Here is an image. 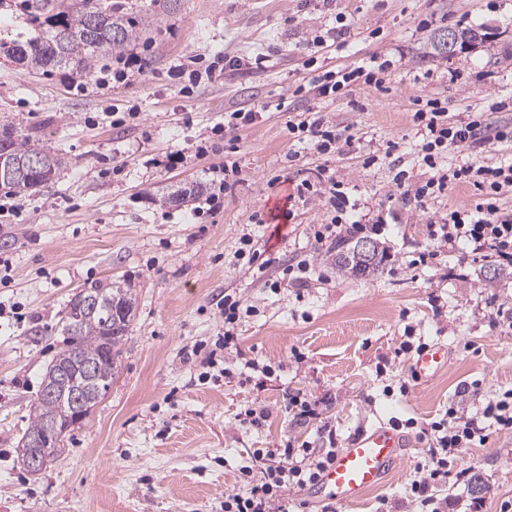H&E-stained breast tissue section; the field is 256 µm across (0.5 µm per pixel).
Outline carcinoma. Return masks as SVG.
I'll return each mask as SVG.
<instances>
[{"label": "carcinoma", "mask_w": 512, "mask_h": 512, "mask_svg": "<svg viewBox=\"0 0 512 512\" xmlns=\"http://www.w3.org/2000/svg\"><path fill=\"white\" fill-rule=\"evenodd\" d=\"M29 17L38 24L35 35L25 40L0 41V54L24 70L49 72L55 68H73L84 72L104 57L118 54L140 40L149 27L148 17L128 13L120 3L100 0H21ZM460 49L479 44L484 36L480 27L458 28ZM23 160L36 158L41 166L35 172L22 171L0 187L25 196L41 191L65 170L62 157L44 149L29 137H18L10 128L0 130V153ZM358 244H336V268L355 278L369 276L383 261L375 247L373 262L358 257ZM99 300V309L84 311L70 300L62 321L64 347L42 376L40 391L30 407L28 425L21 437L18 453L26 458L32 442L43 438L50 426L69 408L72 395L86 394L90 403L85 415L100 402L118 369L123 342L136 310V299L127 288L95 285L83 289ZM112 307V326H107L103 308Z\"/></svg>", "instance_id": "1"}]
</instances>
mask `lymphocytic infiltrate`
<instances>
[{
  "label": "lymphocytic infiltrate",
  "instance_id": "obj_1",
  "mask_svg": "<svg viewBox=\"0 0 512 512\" xmlns=\"http://www.w3.org/2000/svg\"><path fill=\"white\" fill-rule=\"evenodd\" d=\"M385 72V64L362 59L350 67L312 75L306 84L296 87L295 93L314 101H333L348 96L356 85L382 87ZM413 122L423 134L421 161L431 175L423 181L411 180L402 158H393L390 165L394 170V193L423 203L444 195L449 186H473L478 192L477 200L431 222L430 236L443 246H466L470 257L476 259L492 252L500 266L512 267V213L503 211L497 203L501 190L512 186V166L447 163L455 150L512 142V124H491L481 112L449 119L448 108L438 97L417 100ZM288 132L327 157L343 153L355 141L348 128L336 126L313 107L289 120ZM297 193L319 201L324 210L325 220L314 234L320 244L334 242L341 228L350 236L384 230V216H377L369 225L352 219L357 204L328 168L318 169L315 180H302ZM490 421L499 429L512 430V391L489 400L472 413L460 403H452L443 418L420 430L419 437L427 441L428 448L426 462L418 466L419 476L412 481L406 497L410 506L417 512H448L449 500L437 498L432 489L447 478L450 456L486 442V424ZM321 438L323 445L319 448L289 440L280 448L254 449L247 465L239 469L237 487L224 496V512H306L309 503L304 491L318 481L338 451L335 431L322 430Z\"/></svg>",
  "mask_w": 512,
  "mask_h": 512
}]
</instances>
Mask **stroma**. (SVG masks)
<instances>
[{"label": "stroma", "mask_w": 512, "mask_h": 512, "mask_svg": "<svg viewBox=\"0 0 512 512\" xmlns=\"http://www.w3.org/2000/svg\"><path fill=\"white\" fill-rule=\"evenodd\" d=\"M124 2L158 20L129 45L143 68L126 80L96 68L28 72L0 57V127L21 130L67 161L59 180L0 212V261L10 279L0 286V512H220L254 449L290 438L315 444L324 426L343 447L393 416L427 426L466 385L477 384L478 405L511 390L512 267L453 255L429 235L430 220L474 200L473 189L452 186L425 205L402 203L389 194L385 152L395 145L410 176L424 178L415 99L437 96L450 113L464 114L512 98V0ZM340 15L348 46L329 50L319 66L373 55L391 66L386 90L361 86L323 104L333 122L360 137L355 150L326 159L294 142L287 125L308 106L293 94L307 75V44ZM426 17L430 30H419ZM457 25L492 37L450 58L428 56L430 31ZM219 52L239 57V68L182 95L175 65ZM259 53L269 60L252 68ZM99 77L104 85H96ZM254 101L269 111L225 154L213 127L225 111ZM116 112L124 125H113ZM205 138L213 148L197 155ZM294 151L300 159L292 166L286 156ZM370 154L378 160L368 166ZM228 157L243 181L219 212L206 213L201 197L188 206L164 201L173 185L208 188ZM321 165L347 183L360 214H400L376 238L387 254L378 273L338 274L334 248L314 240L324 215L297 198L296 185ZM286 210L291 219H283ZM255 213L262 223H252ZM247 235L270 262L263 274L241 255ZM295 258L309 259L312 270L304 284L284 285L282 269ZM275 281L280 291H272ZM109 282L132 289L138 303L118 372L91 415L65 434L61 457L31 475L17 447L42 374L63 346L59 321L75 292ZM227 294L252 311L241 317L239 351L228 356L224 376L203 356L224 333ZM409 336L447 351L433 380L412 379L413 355L395 358ZM248 359L276 371L259 384L244 381ZM289 391L319 401V418L292 421L281 409ZM250 405L269 416L247 430L237 416ZM424 457V444L413 442L378 487L337 512H377L384 500L405 512V491ZM465 468L484 480L482 494L460 479ZM437 492L451 500V512H500L512 501V433L490 429L484 446L449 458Z\"/></svg>", "instance_id": "35a3bbf8"}]
</instances>
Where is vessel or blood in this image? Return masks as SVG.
I'll list each match as a JSON object with an SVG mask.
<instances>
[{
	"instance_id": "vessel-or-blood-1",
	"label": "vessel or blood",
	"mask_w": 512,
	"mask_h": 512,
	"mask_svg": "<svg viewBox=\"0 0 512 512\" xmlns=\"http://www.w3.org/2000/svg\"><path fill=\"white\" fill-rule=\"evenodd\" d=\"M444 362V349L434 347L417 357L413 370L420 380L428 381L437 375ZM410 445L405 434L386 425L365 431L337 452L310 492L324 501L354 503L380 484L386 473L404 458Z\"/></svg>"
}]
</instances>
